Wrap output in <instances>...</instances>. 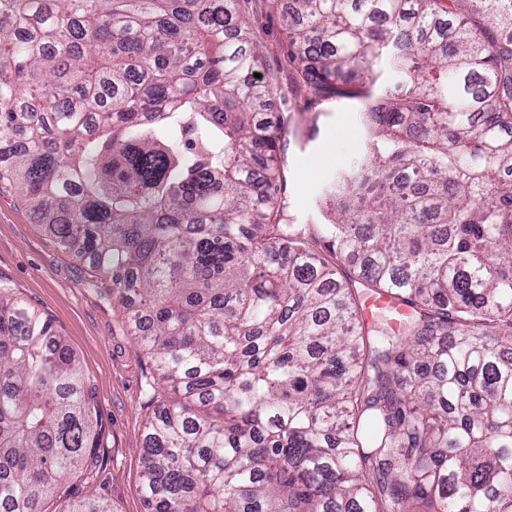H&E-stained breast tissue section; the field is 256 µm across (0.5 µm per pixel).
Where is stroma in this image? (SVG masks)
Returning a JSON list of instances; mask_svg holds the SVG:
<instances>
[{
    "instance_id": "stroma-1",
    "label": "stroma",
    "mask_w": 512,
    "mask_h": 512,
    "mask_svg": "<svg viewBox=\"0 0 512 512\" xmlns=\"http://www.w3.org/2000/svg\"><path fill=\"white\" fill-rule=\"evenodd\" d=\"M285 0H244L242 15L263 51L260 74L277 90L261 117L291 120L285 133L288 217L294 224H317L315 197L347 165L358 148L351 130L359 103L328 104L288 88L293 65L283 26ZM318 138H311L312 130ZM87 265L63 252L42 229L16 192H0V281L13 296L49 318L75 353L95 388L103 428L90 472L63 483L64 497L98 498L111 512H145L140 492L145 426L151 416L144 396L150 363L133 337L121 328L111 301L85 285Z\"/></svg>"
}]
</instances>
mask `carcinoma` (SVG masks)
I'll return each mask as SVG.
<instances>
[{"instance_id": "1", "label": "carcinoma", "mask_w": 512, "mask_h": 512, "mask_svg": "<svg viewBox=\"0 0 512 512\" xmlns=\"http://www.w3.org/2000/svg\"><path fill=\"white\" fill-rule=\"evenodd\" d=\"M240 2L0 0V184L149 359L147 512H512V0H290L300 86L363 101L316 225ZM101 431L0 283V512H110L55 507ZM367 303L389 311L393 316L392 321L395 325H398L401 318L408 312L407 306L399 295L391 291H379L370 294L367 297Z\"/></svg>"}]
</instances>
